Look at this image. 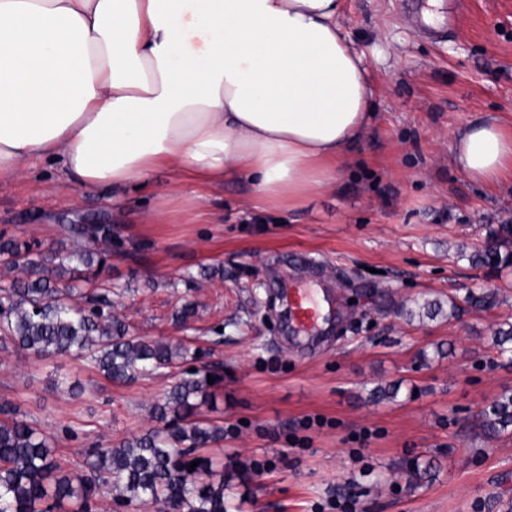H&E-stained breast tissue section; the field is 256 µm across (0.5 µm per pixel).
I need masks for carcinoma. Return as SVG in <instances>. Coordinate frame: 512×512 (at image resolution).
Segmentation results:
<instances>
[{"label":"carcinoma","instance_id":"cac0c4a2","mask_svg":"<svg viewBox=\"0 0 512 512\" xmlns=\"http://www.w3.org/2000/svg\"><path fill=\"white\" fill-rule=\"evenodd\" d=\"M69 231L88 241L70 253L73 265L54 263L30 244L0 242L5 268L22 276L0 286V336L37 356L67 355L90 360L114 381L134 379L203 357L199 349L172 347L129 334L112 313V285L99 282L94 268L112 256V225L75 224ZM469 262L492 269L512 267V224L489 226L485 249ZM499 354L512 359V325L494 333ZM219 382L210 364L190 370L155 405L158 425L116 444L88 450L86 459L65 471L53 452L52 437L0 403V512H92L100 486L112 483L119 507L151 503L158 512H228L224 481L197 448L224 439V427L195 421L199 404ZM482 427L493 437L512 434V395L504 394L481 412ZM198 465L190 468L191 462Z\"/></svg>","mask_w":512,"mask_h":512}]
</instances>
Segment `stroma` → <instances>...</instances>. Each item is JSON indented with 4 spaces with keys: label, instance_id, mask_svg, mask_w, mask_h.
I'll use <instances>...</instances> for the list:
<instances>
[{
    "label": "stroma",
    "instance_id": "obj_1",
    "mask_svg": "<svg viewBox=\"0 0 512 512\" xmlns=\"http://www.w3.org/2000/svg\"><path fill=\"white\" fill-rule=\"evenodd\" d=\"M339 21L368 63L375 115L335 189L259 209L249 183L229 182L209 194L211 223L177 212L156 224L169 171L116 202L41 164L0 183V240L62 246L63 262L79 244L69 225H111L99 278L120 292L113 312L135 335L206 350L222 372L197 417L224 439L196 454L223 465L239 512H318L336 495L360 512H507L512 435L487 438L478 415L512 393V361L493 343L512 323V268L467 255L488 225L512 224V168L475 182L454 139L487 120L512 132V0H469L453 24L448 0H341ZM315 286L336 322L312 349L283 320L282 291ZM489 291V310L415 315L427 300ZM187 302L197 314L182 325ZM178 374L116 383L89 362L0 342V401L54 435L66 469L154 426ZM393 383L396 397L374 398ZM308 417L323 426L303 428ZM414 460L435 473L416 488Z\"/></svg>",
    "mask_w": 512,
    "mask_h": 512
}]
</instances>
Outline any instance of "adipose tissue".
<instances>
[{"instance_id": "obj_1", "label": "adipose tissue", "mask_w": 512, "mask_h": 512, "mask_svg": "<svg viewBox=\"0 0 512 512\" xmlns=\"http://www.w3.org/2000/svg\"><path fill=\"white\" fill-rule=\"evenodd\" d=\"M340 0H0V181L37 163L124 191L158 169L258 206L334 189L369 127L362 54ZM455 160L477 182L512 163V134L476 123Z\"/></svg>"}]
</instances>
